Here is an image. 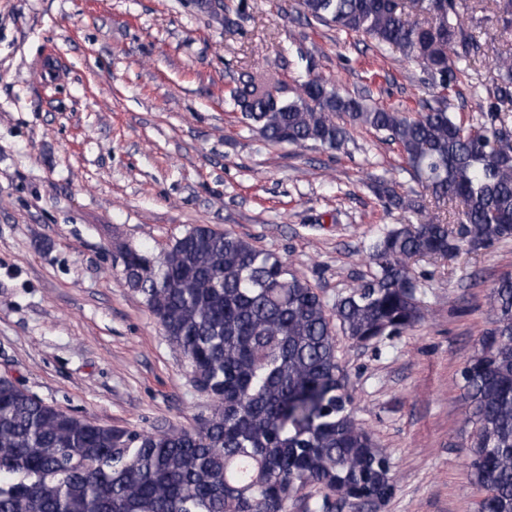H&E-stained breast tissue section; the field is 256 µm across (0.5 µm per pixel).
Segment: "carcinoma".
<instances>
[{
    "instance_id": "1",
    "label": "carcinoma",
    "mask_w": 512,
    "mask_h": 512,
    "mask_svg": "<svg viewBox=\"0 0 512 512\" xmlns=\"http://www.w3.org/2000/svg\"><path fill=\"white\" fill-rule=\"evenodd\" d=\"M512 31V0H495ZM305 16L373 39L418 63L447 90L459 64L479 55L457 0H301ZM499 82L474 91L475 119L446 99L420 109L370 106L318 77L293 96L239 79L224 92L242 123L275 145L342 149L361 127L398 146L429 197L394 182L374 193L387 209L425 214L384 232L375 266L328 308L281 258L205 225L157 256L121 247L126 283L156 315L215 402L190 429L138 432L67 414L0 378V512H288L303 486L326 490L317 506L361 512L387 501L396 479L358 422L332 331L357 343L400 333L423 309L410 262L476 253L512 239V52L494 59ZM490 326L463 364L470 479L486 491L479 512H512V273L488 295Z\"/></svg>"
}]
</instances>
